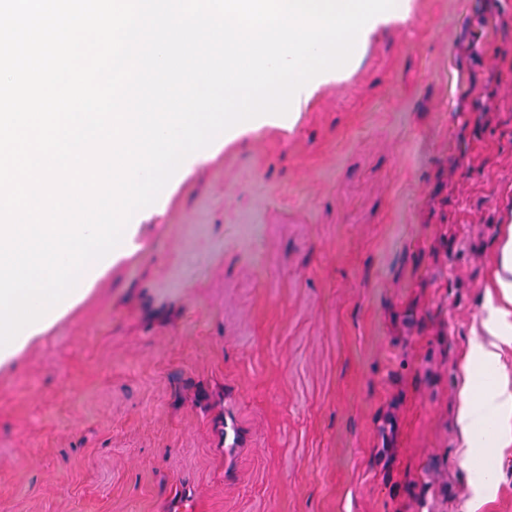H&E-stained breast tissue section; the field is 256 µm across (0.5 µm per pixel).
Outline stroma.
<instances>
[{
  "label": "stroma",
  "mask_w": 512,
  "mask_h": 512,
  "mask_svg": "<svg viewBox=\"0 0 512 512\" xmlns=\"http://www.w3.org/2000/svg\"><path fill=\"white\" fill-rule=\"evenodd\" d=\"M132 221L0 370V512H512V440L456 422L512 227V0H412Z\"/></svg>",
  "instance_id": "obj_1"
}]
</instances>
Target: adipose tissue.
<instances>
[{
	"label": "adipose tissue",
	"instance_id": "1",
	"mask_svg": "<svg viewBox=\"0 0 512 512\" xmlns=\"http://www.w3.org/2000/svg\"><path fill=\"white\" fill-rule=\"evenodd\" d=\"M499 290L494 307L495 320L489 328L490 340L477 342L472 349L473 363L483 370H495L499 364V346L494 337L501 327L512 322V235L508 236L502 251L501 269L496 277ZM461 407L458 422L466 443H473L483 428L485 419L495 415L501 424L512 422V383L497 381L481 396H474L471 378H464L461 389Z\"/></svg>",
	"mask_w": 512,
	"mask_h": 512
}]
</instances>
